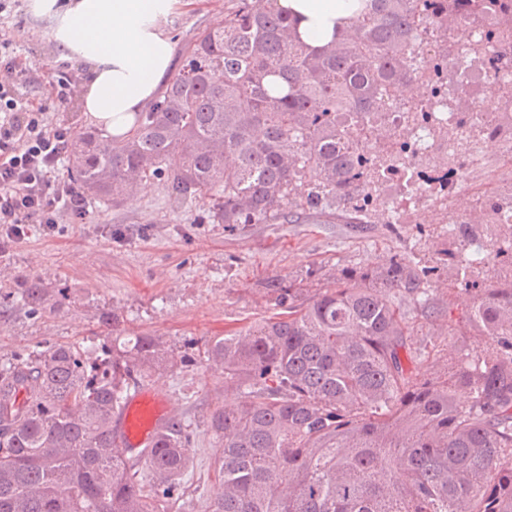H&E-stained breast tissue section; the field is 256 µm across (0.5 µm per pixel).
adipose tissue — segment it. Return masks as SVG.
Listing matches in <instances>:
<instances>
[{"label":"adipose tissue","instance_id":"ef3b65f1","mask_svg":"<svg viewBox=\"0 0 512 512\" xmlns=\"http://www.w3.org/2000/svg\"><path fill=\"white\" fill-rule=\"evenodd\" d=\"M193 0H30L35 19L61 56L89 67L82 99L91 120L109 137L127 135L135 117L170 72L176 42L169 29ZM297 21L307 44L334 38L336 25L354 16L359 0H277Z\"/></svg>","mask_w":512,"mask_h":512}]
</instances>
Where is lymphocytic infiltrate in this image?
<instances>
[{
    "instance_id": "obj_1",
    "label": "lymphocytic infiltrate",
    "mask_w": 512,
    "mask_h": 512,
    "mask_svg": "<svg viewBox=\"0 0 512 512\" xmlns=\"http://www.w3.org/2000/svg\"><path fill=\"white\" fill-rule=\"evenodd\" d=\"M65 130L51 127L42 107L0 84V246L20 241L30 223L54 233L68 211L86 212L85 199L52 184L67 149Z\"/></svg>"
}]
</instances>
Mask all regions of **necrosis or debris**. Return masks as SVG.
<instances>
[{"label": "necrosis or debris", "mask_w": 512, "mask_h": 512, "mask_svg": "<svg viewBox=\"0 0 512 512\" xmlns=\"http://www.w3.org/2000/svg\"><path fill=\"white\" fill-rule=\"evenodd\" d=\"M457 33H428L422 38L420 54L424 59L421 80L427 92L414 105L417 119L413 127H404L400 115L385 112L379 117L381 125L392 130L391 143L373 145L376 153L395 149L400 152V163L381 170L372 187L373 194L388 202L387 214L391 223H409L411 216L423 203L425 189L430 186H447L470 181L493 168L500 189L512 190V122L505 120L503 113L483 109L479 102L483 84L489 80L501 83L512 82V70L505 68L495 50L480 54H468L465 68L469 78L462 88L451 86L443 70L435 62L450 43L458 42ZM483 127L484 137L498 144L495 165H488L483 158L482 147H475L460 167L449 168L448 144L429 136L430 128L453 124L458 129L469 128L472 122Z\"/></svg>", "instance_id": "1"}]
</instances>
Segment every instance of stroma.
I'll use <instances>...</instances> for the list:
<instances>
[{"instance_id":"35a3bbf8","label":"stroma","mask_w":512,"mask_h":512,"mask_svg":"<svg viewBox=\"0 0 512 512\" xmlns=\"http://www.w3.org/2000/svg\"><path fill=\"white\" fill-rule=\"evenodd\" d=\"M28 0L0 13V40L11 39L31 68L19 99L43 106L50 124L70 134L92 129L81 107L88 67L64 61L55 44L35 33ZM234 0H194L172 24L177 59L190 35L223 22ZM45 68L68 72L72 93L59 101L41 79ZM166 187L150 188L120 206L92 203L83 221L63 216L54 236L39 224L0 253V284L19 292L39 278L47 292L41 317L0 299V362L50 342L90 344L111 311L127 331L159 336L183 361L156 371L149 384L164 393L195 434L184 496L186 512H202L215 494L220 444L208 431L210 412L224 399V375L208 365L205 341L270 315L262 282L270 276L299 279L343 266L383 263L399 255L428 268L432 293H448L450 313L439 327L465 332L461 312L470 300L448 272L435 266L440 248H461L444 224L422 209L412 224H238L208 220L202 205L169 207Z\"/></svg>"}]
</instances>
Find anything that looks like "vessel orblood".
<instances>
[{"mask_svg": "<svg viewBox=\"0 0 512 512\" xmlns=\"http://www.w3.org/2000/svg\"><path fill=\"white\" fill-rule=\"evenodd\" d=\"M174 415L175 410L164 394L150 387L139 390L113 416L118 446L128 453L148 446L165 421Z\"/></svg>", "mask_w": 512, "mask_h": 512, "instance_id": "1", "label": "vessel or blood"}]
</instances>
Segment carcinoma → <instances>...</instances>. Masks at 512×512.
Returning a JSON list of instances; mask_svg holds the SVG:
<instances>
[{
    "instance_id": "carcinoma-1",
    "label": "carcinoma",
    "mask_w": 512,
    "mask_h": 512,
    "mask_svg": "<svg viewBox=\"0 0 512 512\" xmlns=\"http://www.w3.org/2000/svg\"><path fill=\"white\" fill-rule=\"evenodd\" d=\"M272 2L238 0L221 27L194 33L130 134L77 136L69 175L87 197L118 206L159 179L178 206L208 201L215 224H370L386 204H358L369 147L355 113L401 111L400 88L420 82L426 29L476 26L493 8L495 40L512 51V0H365L318 48ZM484 48L463 44L443 60L448 81L462 55ZM439 136L448 163L469 151L455 127ZM427 202L454 219L441 193ZM484 247L508 268L488 284L483 268L437 252L475 288L465 316L476 344L446 354L416 339L411 320L431 325L447 307L405 258L338 268L323 286L311 273L269 277L277 312L207 341L228 398L207 422L222 486L203 512H512V224ZM20 302L33 315L46 308L40 280ZM102 327L112 345L99 355L50 343L0 365V512H172L183 497L181 420L142 451L144 471L112 429L127 394L176 355L108 311Z\"/></svg>"
}]
</instances>
